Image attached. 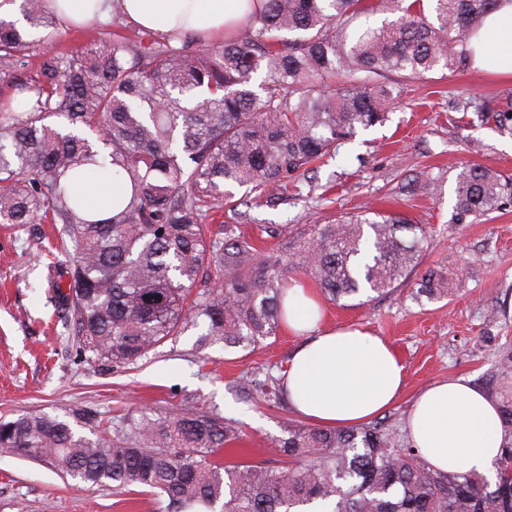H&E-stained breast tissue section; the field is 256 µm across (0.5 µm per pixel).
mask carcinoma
<instances>
[{"label": "carcinoma", "mask_w": 512, "mask_h": 512, "mask_svg": "<svg viewBox=\"0 0 512 512\" xmlns=\"http://www.w3.org/2000/svg\"><path fill=\"white\" fill-rule=\"evenodd\" d=\"M500 0H263L234 38L190 48V35L93 42L68 56L47 50L56 17L44 0H22L26 26L0 18V225L59 224L79 342L133 365L203 319L226 348L255 350L283 320L293 269L334 305L383 295L418 265L427 230L389 212L341 216L309 234L293 256L262 253L237 225L217 233L211 212L246 187L260 198L286 192L359 131L388 121L394 72L428 80L467 59L466 43ZM385 15L372 27L364 19ZM38 48L34 67L26 51ZM512 133V93L482 105ZM108 169L118 195L90 200L86 172ZM454 216L469 224L512 201V179L464 165ZM448 295L436 270L415 296ZM501 456L496 476L433 469L393 426H288L275 443L282 468L223 463L239 443L237 422L201 411L141 414L108 432L94 411L0 419V453L44 463L83 484L159 492L167 512L221 504L222 512H512V353L502 357ZM265 403L280 380L256 381Z\"/></svg>", "instance_id": "carcinoma-1"}]
</instances>
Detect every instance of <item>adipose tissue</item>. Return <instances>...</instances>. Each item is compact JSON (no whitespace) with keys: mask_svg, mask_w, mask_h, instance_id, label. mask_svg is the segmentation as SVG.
<instances>
[{"mask_svg":"<svg viewBox=\"0 0 512 512\" xmlns=\"http://www.w3.org/2000/svg\"><path fill=\"white\" fill-rule=\"evenodd\" d=\"M64 25L120 10L128 23L170 34L179 30L222 39L245 26L260 0H49ZM476 68L512 76V0L482 19L469 41ZM286 325L302 337L284 377L293 411L324 427L370 421L400 397L404 367L384 338L358 326H324L317 294L289 281ZM407 430L431 466L443 472L488 474L501 451V416L495 402L457 378L420 391Z\"/></svg>","mask_w":512,"mask_h":512,"instance_id":"ef3b65f1","label":"adipose tissue"}]
</instances>
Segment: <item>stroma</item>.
<instances>
[{
	"label": "stroma",
	"mask_w": 512,
	"mask_h": 512,
	"mask_svg": "<svg viewBox=\"0 0 512 512\" xmlns=\"http://www.w3.org/2000/svg\"><path fill=\"white\" fill-rule=\"evenodd\" d=\"M57 51L75 52L89 41L132 36L108 22L61 28ZM398 85L390 119L342 144L336 159L306 173L288 189L284 203H249L242 223L263 249L293 253L317 224L344 214L379 209L427 225L430 237L421 269L445 271L451 289L437 301L418 299L404 281L364 306L327 304L328 325H358L386 339L405 368V388L386 411L390 425L405 429L416 394L428 385L463 378L496 394L498 362L512 352V202L471 224L453 221L455 177L477 164L512 176V134L493 131L471 99L498 100L512 92L500 79L472 64L435 73L432 81ZM433 182L434 194H399L398 184ZM284 224L282 238L263 235ZM57 229L32 224L0 228V417L32 411L65 413L91 408L120 428L149 409L172 416L198 408L236 420L244 440L225 451L224 462L274 461V443L286 437L295 415L271 407L242 389L247 376H282L299 344L280 328L266 347L249 352L205 339L204 326H190L134 365L98 358L79 344L72 320L54 302L62 273L48 269L44 254ZM164 497L110 486L74 487L49 466L0 455V512H164Z\"/></svg>",
	"instance_id": "35a3bbf8"
}]
</instances>
